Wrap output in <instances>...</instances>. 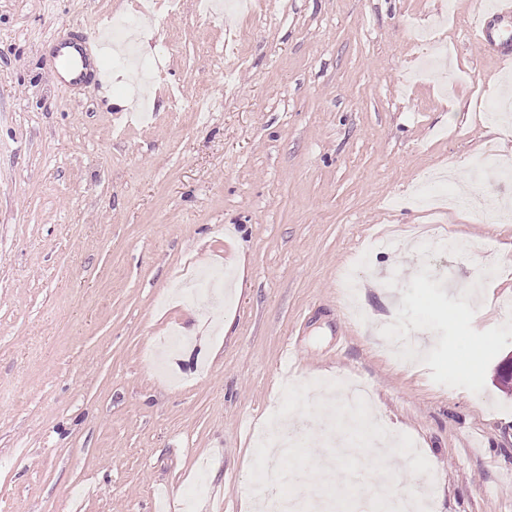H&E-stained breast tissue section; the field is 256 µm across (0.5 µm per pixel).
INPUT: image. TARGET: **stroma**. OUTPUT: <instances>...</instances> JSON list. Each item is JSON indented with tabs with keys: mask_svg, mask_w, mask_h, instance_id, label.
<instances>
[{
	"mask_svg": "<svg viewBox=\"0 0 512 512\" xmlns=\"http://www.w3.org/2000/svg\"><path fill=\"white\" fill-rule=\"evenodd\" d=\"M152 2L0 0V512H252L291 468L352 512L385 436L420 449L378 458L387 494L427 465L430 512H512V183L472 174L512 161L485 117L512 60L477 0H261L228 29ZM117 15L154 78L56 85L48 41L104 49ZM347 381L355 453L258 448ZM512 24V1L496 0L494 7L481 13L472 27L471 33L479 41L485 50L495 54L498 58L512 56V27L501 29L498 32L497 40L495 31L502 25Z\"/></svg>",
	"mask_w": 512,
	"mask_h": 512,
	"instance_id": "35a3bbf8",
	"label": "stroma"
}]
</instances>
